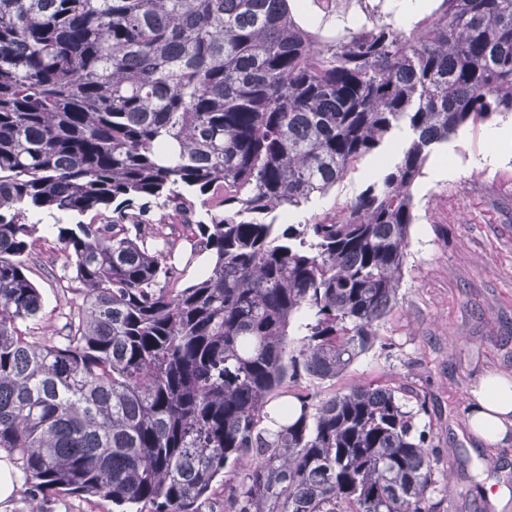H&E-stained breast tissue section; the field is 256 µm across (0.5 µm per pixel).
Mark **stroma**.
I'll list each match as a JSON object with an SVG mask.
<instances>
[{"label": "stroma", "mask_w": 512, "mask_h": 512, "mask_svg": "<svg viewBox=\"0 0 512 512\" xmlns=\"http://www.w3.org/2000/svg\"><path fill=\"white\" fill-rule=\"evenodd\" d=\"M484 129L481 122L468 125L436 145L416 180L398 304L374 344L335 379L301 383L321 396L374 384L392 389L436 452L433 512H512V497L495 499L500 486L512 489V437L485 444L466 422L470 391L481 377L512 378V149L495 166H475L489 149ZM399 156V142L384 144L326 195L295 210L293 222L336 213ZM448 164L454 177L433 178ZM35 220L39 262L29 278L55 344L66 313L82 298L67 287L56 226L40 213Z\"/></svg>", "instance_id": "1"}]
</instances>
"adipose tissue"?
<instances>
[{"instance_id":"1","label":"adipose tissue","mask_w":512,"mask_h":512,"mask_svg":"<svg viewBox=\"0 0 512 512\" xmlns=\"http://www.w3.org/2000/svg\"><path fill=\"white\" fill-rule=\"evenodd\" d=\"M471 395L467 424L474 434L490 444L507 438L512 433V378L487 374Z\"/></svg>"}]
</instances>
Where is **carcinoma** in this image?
<instances>
[{
	"instance_id": "obj_1",
	"label": "carcinoma",
	"mask_w": 512,
	"mask_h": 512,
	"mask_svg": "<svg viewBox=\"0 0 512 512\" xmlns=\"http://www.w3.org/2000/svg\"><path fill=\"white\" fill-rule=\"evenodd\" d=\"M397 10L328 36L290 0H0V449L33 495L203 512L222 480L224 512H431L392 390L291 392L395 307L433 146L512 112V0H439L409 33ZM403 124L336 214L277 223ZM47 210L78 218L61 345L27 276ZM183 243L211 261L178 288Z\"/></svg>"
}]
</instances>
